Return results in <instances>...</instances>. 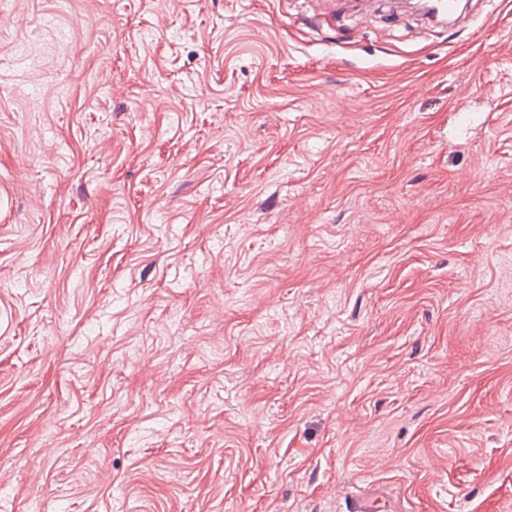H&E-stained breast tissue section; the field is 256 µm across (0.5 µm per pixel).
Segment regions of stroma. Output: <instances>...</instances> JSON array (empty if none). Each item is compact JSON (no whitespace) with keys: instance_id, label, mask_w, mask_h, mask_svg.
Masks as SVG:
<instances>
[{"instance_id":"stroma-1","label":"stroma","mask_w":512,"mask_h":512,"mask_svg":"<svg viewBox=\"0 0 512 512\" xmlns=\"http://www.w3.org/2000/svg\"><path fill=\"white\" fill-rule=\"evenodd\" d=\"M370 492L512 512V0H0V512Z\"/></svg>"}]
</instances>
